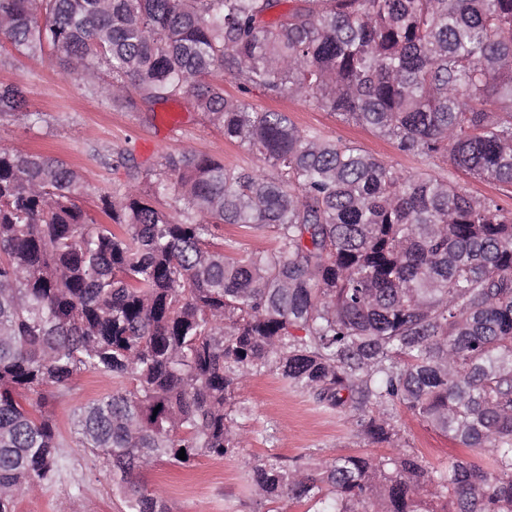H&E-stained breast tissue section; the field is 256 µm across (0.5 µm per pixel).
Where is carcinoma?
<instances>
[{
    "mask_svg": "<svg viewBox=\"0 0 512 512\" xmlns=\"http://www.w3.org/2000/svg\"><path fill=\"white\" fill-rule=\"evenodd\" d=\"M0 0V32L116 106L182 96L263 162L191 147L145 191L78 203L81 172L0 147V512L57 481L54 407L83 372L112 393L77 408L127 512H172L133 486L246 446L236 393L265 371L349 412L392 451L251 466L256 504L306 512H512V213L427 172L257 111L217 77L296 97L406 155L512 186V0ZM23 89L0 83V116ZM177 190L184 208L161 196ZM222 224L277 247L234 256ZM400 404L491 467L427 465ZM185 449L186 459L178 458Z\"/></svg>",
    "mask_w": 512,
    "mask_h": 512,
    "instance_id": "obj_1",
    "label": "carcinoma"
}]
</instances>
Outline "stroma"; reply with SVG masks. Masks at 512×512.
<instances>
[{
  "label": "stroma",
  "mask_w": 512,
  "mask_h": 512,
  "mask_svg": "<svg viewBox=\"0 0 512 512\" xmlns=\"http://www.w3.org/2000/svg\"><path fill=\"white\" fill-rule=\"evenodd\" d=\"M0 83L22 85L27 99L25 113L0 117V146L61 159L79 169L85 181L81 204L94 217L100 214L101 193H121L133 184L148 186L162 173L165 156L187 145L223 159L229 167L259 164L247 150L227 143L187 100L150 105L136 96L130 105L114 108L82 83L63 79L57 56L28 57L1 35ZM224 90L255 108L288 113L301 130L354 144L411 174L429 171L455 182L467 195L494 200L504 211H512V188L466 174L448 157L402 154L391 141L340 122L296 97L274 99L258 88L243 92L230 79L225 80ZM122 154L127 157L123 164L118 161ZM114 387V381L104 377H78L55 408L60 432L69 434L75 408L111 393ZM237 402L246 409L241 423L250 435L247 447L221 458L197 459L186 468L161 462L140 475L139 482L146 488L164 489L173 512H253L247 470L270 457L331 459L367 454L379 458L389 452L387 445L360 435L348 414L320 407L309 394L287 386L270 372L255 376ZM394 415L403 444L421 454L427 464L443 467L462 456V449L406 408L395 406ZM64 453L67 469L61 479L22 497L18 512H126L102 462L74 446Z\"/></svg>",
  "instance_id": "1"
}]
</instances>
